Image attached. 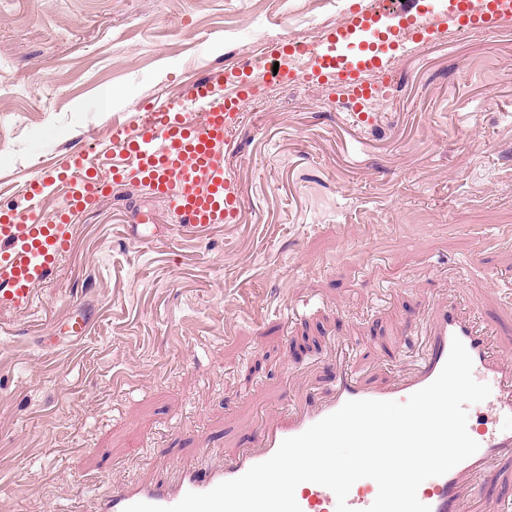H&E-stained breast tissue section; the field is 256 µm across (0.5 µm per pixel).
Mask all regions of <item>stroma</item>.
<instances>
[{"mask_svg":"<svg viewBox=\"0 0 512 512\" xmlns=\"http://www.w3.org/2000/svg\"><path fill=\"white\" fill-rule=\"evenodd\" d=\"M371 0H0V199L136 123L190 77L313 39ZM451 0L387 52L377 89L269 83L229 121L235 220L202 235L126 180L67 226L36 311L0 322V512H94L194 449L253 445L336 357L373 386L419 362L462 297L512 358V17L447 36ZM78 312L94 320L74 345Z\"/></svg>","mask_w":512,"mask_h":512,"instance_id":"1","label":"stroma"}]
</instances>
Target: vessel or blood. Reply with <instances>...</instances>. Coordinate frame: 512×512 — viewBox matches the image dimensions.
I'll list each match as a JSON object with an SVG mask.
<instances>
[{
    "instance_id": "vessel-or-blood-1",
    "label": "vessel or blood",
    "mask_w": 512,
    "mask_h": 512,
    "mask_svg": "<svg viewBox=\"0 0 512 512\" xmlns=\"http://www.w3.org/2000/svg\"><path fill=\"white\" fill-rule=\"evenodd\" d=\"M343 38L339 29L328 32L323 47L312 54L305 76L314 85L324 77L336 78L361 97L367 93V86L353 76L352 65L336 52L335 45ZM242 92V87L230 80L212 77L197 81L181 100L151 101L136 125L113 126L101 159L68 157L65 166L70 176L59 187L62 208L58 223L29 219L21 224L15 215L0 212V315L36 309V282L54 270L71 246L67 222L109 197L115 176L145 184L190 231L232 221L240 201L226 186L225 157L228 120ZM456 338L473 360L474 378L496 384L498 394L488 402L473 431L478 451L445 475L420 486L418 498L431 512H483L485 490L501 474L500 460L512 456V431L499 430L491 423L492 416L512 414V359L490 351L486 338L478 334L471 316L454 298L435 312L428 350L413 373L372 386L345 363H338L329 393L313 403L302 406L291 402L269 413L259 430L256 447L238 449L218 466L181 465L179 476L172 483L115 486L111 496L98 503L96 512H124L137 502L175 505L187 493H204L240 477L253 465L273 456L284 439L303 433L347 401L409 398L436 379ZM377 493V485L358 482L352 486L347 503L354 512H366ZM295 496L302 512H336V496L324 486L302 483Z\"/></svg>"
}]
</instances>
